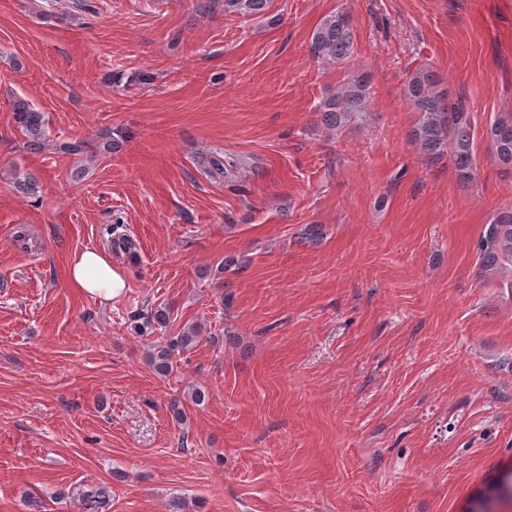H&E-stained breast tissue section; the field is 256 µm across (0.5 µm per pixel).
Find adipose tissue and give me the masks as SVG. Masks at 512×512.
<instances>
[{
    "mask_svg": "<svg viewBox=\"0 0 512 512\" xmlns=\"http://www.w3.org/2000/svg\"><path fill=\"white\" fill-rule=\"evenodd\" d=\"M66 282L75 291L103 301L117 300L128 286L122 269L98 249L73 255L66 268Z\"/></svg>",
    "mask_w": 512,
    "mask_h": 512,
    "instance_id": "adipose-tissue-1",
    "label": "adipose tissue"
}]
</instances>
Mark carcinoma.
Masks as SVG:
<instances>
[{
  "label": "carcinoma",
  "instance_id": "obj_1",
  "mask_svg": "<svg viewBox=\"0 0 512 512\" xmlns=\"http://www.w3.org/2000/svg\"><path fill=\"white\" fill-rule=\"evenodd\" d=\"M267 0H224V11L244 17L262 16ZM310 52L313 58L344 68L357 53L352 19L347 11L338 10L325 18L312 32ZM404 97L419 113L410 131L409 142L425 165H432L449 157L458 180L473 182L476 170L473 161V134L470 112L464 104L453 99L440 88V80L433 71L421 67L412 72L405 85ZM371 106L370 86L362 75L349 74L325 98L318 110L321 123L331 132L342 134L364 124ZM13 119L29 145L40 146L47 139V122L43 113L23 100L14 104ZM493 156L505 165L512 164V118L495 121L488 130ZM480 270L504 271L512 268V212L499 215L484 226L477 240ZM199 339L190 329L173 344L160 345L154 353L155 369L165 374L171 369L173 351L187 349ZM107 489L99 487L83 495L84 512H96L97 505L106 498Z\"/></svg>",
  "mask_w": 512,
  "mask_h": 512
}]
</instances>
